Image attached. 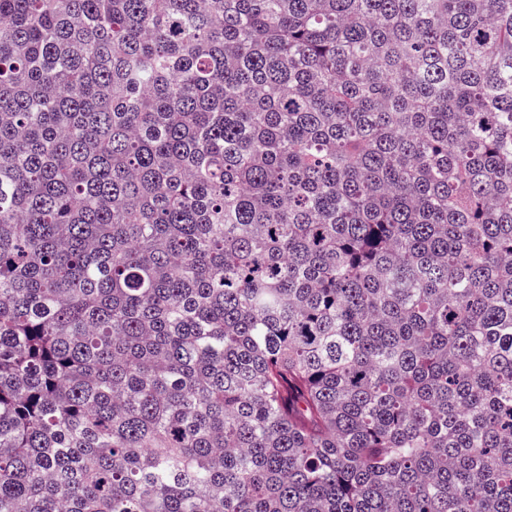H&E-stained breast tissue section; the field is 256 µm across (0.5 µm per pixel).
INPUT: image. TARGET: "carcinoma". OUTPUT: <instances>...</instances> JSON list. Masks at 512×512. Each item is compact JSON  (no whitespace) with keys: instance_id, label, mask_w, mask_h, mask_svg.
<instances>
[{"instance_id":"obj_1","label":"carcinoma","mask_w":512,"mask_h":512,"mask_svg":"<svg viewBox=\"0 0 512 512\" xmlns=\"http://www.w3.org/2000/svg\"><path fill=\"white\" fill-rule=\"evenodd\" d=\"M0 512H512V0H0Z\"/></svg>"}]
</instances>
